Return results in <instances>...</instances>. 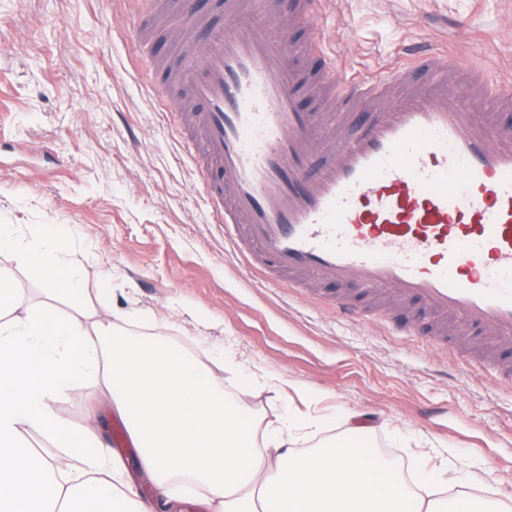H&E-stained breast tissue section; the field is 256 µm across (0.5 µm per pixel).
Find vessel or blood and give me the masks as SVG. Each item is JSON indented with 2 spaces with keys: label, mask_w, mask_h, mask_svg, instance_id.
Instances as JSON below:
<instances>
[{
  "label": "vessel or blood",
  "mask_w": 512,
  "mask_h": 512,
  "mask_svg": "<svg viewBox=\"0 0 512 512\" xmlns=\"http://www.w3.org/2000/svg\"><path fill=\"white\" fill-rule=\"evenodd\" d=\"M264 2L223 0L221 28L194 15L191 60L158 71L162 111L184 90L199 107L181 129L202 138L215 223L278 287L351 281L511 345L512 91H488L476 68L448 86V54L428 45L379 76L332 59L307 78L318 39L284 35L313 0L259 22ZM300 96L329 107L298 109Z\"/></svg>",
  "instance_id": "1"
}]
</instances>
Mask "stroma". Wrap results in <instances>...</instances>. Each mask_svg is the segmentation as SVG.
<instances>
[{"instance_id": "35a3bbf8", "label": "stroma", "mask_w": 512, "mask_h": 512, "mask_svg": "<svg viewBox=\"0 0 512 512\" xmlns=\"http://www.w3.org/2000/svg\"><path fill=\"white\" fill-rule=\"evenodd\" d=\"M322 48L366 74L409 44L445 46L512 89V0H315ZM182 17L156 0H0V224L68 232L78 298L47 296L10 252L0 273L15 312L43 303L166 344L208 368L258 435L281 427L290 452H313L350 432L415 474L447 467L483 505L512 497V347L465 334L434 346L432 318L392 298L348 316L355 283L292 293L245 272L211 220L191 149L160 112L146 61L188 45ZM73 426L111 440L118 416L98 381L63 391ZM319 420L314 433L292 421Z\"/></svg>"}]
</instances>
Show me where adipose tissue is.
I'll return each mask as SVG.
<instances>
[{"mask_svg":"<svg viewBox=\"0 0 512 512\" xmlns=\"http://www.w3.org/2000/svg\"><path fill=\"white\" fill-rule=\"evenodd\" d=\"M62 226L33 224L25 236L0 225V251L43 280L49 293L80 292L79 272L59 260ZM14 290L0 276V512H144L114 481L123 465L88 454L95 437L54 407L59 392L100 379L128 418L141 467L161 488L178 477L206 488L214 512H483L466 490L440 496L432 471L405 481L355 441L323 453L282 452L278 431L264 448L210 375L167 347L112 331H88L50 305L12 316ZM52 451L31 448L28 430Z\"/></svg>","mask_w":512,"mask_h":512,"instance_id":"adipose-tissue-1","label":"adipose tissue"}]
</instances>
